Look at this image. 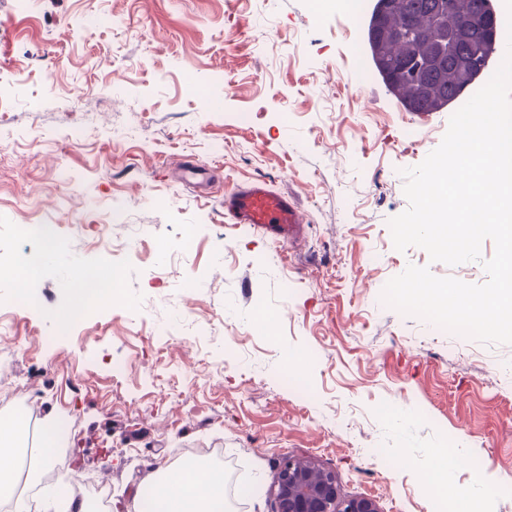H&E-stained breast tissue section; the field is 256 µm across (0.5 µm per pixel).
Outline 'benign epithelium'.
Segmentation results:
<instances>
[{
	"mask_svg": "<svg viewBox=\"0 0 512 512\" xmlns=\"http://www.w3.org/2000/svg\"><path fill=\"white\" fill-rule=\"evenodd\" d=\"M273 496V512H379L371 498H342L335 473L320 468L310 458L283 463Z\"/></svg>",
	"mask_w": 512,
	"mask_h": 512,
	"instance_id": "benign-epithelium-1",
	"label": "benign epithelium"
}]
</instances>
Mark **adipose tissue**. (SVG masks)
I'll use <instances>...</instances> for the list:
<instances>
[{"label":"adipose tissue","mask_w":512,"mask_h":512,"mask_svg":"<svg viewBox=\"0 0 512 512\" xmlns=\"http://www.w3.org/2000/svg\"><path fill=\"white\" fill-rule=\"evenodd\" d=\"M80 286L74 289L68 316L78 315L89 305L112 300L118 276L108 268L76 272ZM21 423L9 412L0 413V488L29 482L30 474L20 459L18 434ZM152 500L135 499L133 512H225L224 474L209 464H173L161 468L152 482Z\"/></svg>","instance_id":"adipose-tissue-1"}]
</instances>
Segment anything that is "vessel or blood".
Here are the masks:
<instances>
[{"instance_id": "obj_1", "label": "vessel or blood", "mask_w": 512, "mask_h": 512, "mask_svg": "<svg viewBox=\"0 0 512 512\" xmlns=\"http://www.w3.org/2000/svg\"><path fill=\"white\" fill-rule=\"evenodd\" d=\"M224 217L234 224H250L277 240L297 238L304 216L295 203L256 180L224 195Z\"/></svg>"}]
</instances>
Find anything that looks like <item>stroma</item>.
Wrapping results in <instances>:
<instances>
[{
    "mask_svg": "<svg viewBox=\"0 0 512 512\" xmlns=\"http://www.w3.org/2000/svg\"><path fill=\"white\" fill-rule=\"evenodd\" d=\"M367 12L319 0H0V253L33 299L0 286L20 343L0 408L65 423L54 469L85 495L132 502L160 465L200 449L230 512H272L288 459L333 471L343 497L432 512L435 448L467 459L450 485L512 512V345L450 334L385 306L401 169L439 146L453 108L415 117L371 68ZM211 177L201 196L182 179ZM263 179L295 199L304 236L229 223L224 195ZM53 227L52 240L15 225ZM121 299L63 320L79 267ZM303 363L288 383L289 359Z\"/></svg>",
    "mask_w": 512,
    "mask_h": 512,
    "instance_id": "obj_1",
    "label": "stroma"
}]
</instances>
